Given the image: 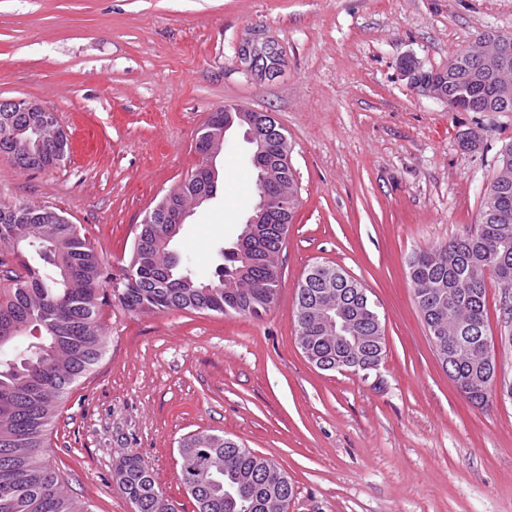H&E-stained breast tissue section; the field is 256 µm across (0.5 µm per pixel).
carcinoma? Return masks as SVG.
Wrapping results in <instances>:
<instances>
[{"mask_svg": "<svg viewBox=\"0 0 512 512\" xmlns=\"http://www.w3.org/2000/svg\"><path fill=\"white\" fill-rule=\"evenodd\" d=\"M470 47L457 52L448 66L429 71L451 109L477 112L512 109V94L490 81L473 82L476 65ZM225 113L213 112L197 137L196 150L224 146ZM258 132L269 137L271 181L288 188L286 206L268 224H246L235 246L224 253L226 265L203 277L189 264L170 260L165 238L179 225L168 223L177 208L198 200L205 172L185 178L179 188L151 210L152 223L142 224L131 257L119 277L104 274L102 261L61 210L20 206L0 200V250L14 257L26 275L7 270L0 289V512H88L68 493L63 477L46 460L47 432L57 403L84 378L104 354L100 322V290L136 313L179 310L209 311L257 317L275 303L279 287V252L298 202L295 179L283 162L288 143L271 137L264 114L251 113ZM67 153L56 123L36 112H0V156L31 170L50 165ZM492 201L482 205L477 224L448 244L420 251L409 259L414 297L430 338L452 344L450 378L470 401L489 396L473 384L487 368L488 312L485 276L512 283V167L493 180ZM334 285L297 289L295 306L299 337L320 370L336 371L345 363L357 370L382 363L385 334L381 319L364 309L358 292L364 286L338 266ZM341 310L348 335H336L321 312ZM183 460L181 481L197 512H287L294 494L288 474L274 461L258 456L222 434L200 432L178 442ZM117 480L139 512H170L161 488L136 455L127 457Z\"/></svg>", "mask_w": 512, "mask_h": 512, "instance_id": "obj_1", "label": "carcinoma"}]
</instances>
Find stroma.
<instances>
[{
  "mask_svg": "<svg viewBox=\"0 0 512 512\" xmlns=\"http://www.w3.org/2000/svg\"><path fill=\"white\" fill-rule=\"evenodd\" d=\"M512 34V0H0V99L50 106L69 155L46 170L0 157V199L54 206L120 275L156 204L200 163L197 130L239 105L275 114L299 206L261 317L101 308L105 353L60 402L48 459L89 512H132L116 466L140 456L173 512H195L178 442L208 430L291 477L288 512H512V395L484 407L443 370L408 259L464 235L512 144V112H465L410 85L402 62L447 67L479 36ZM274 47L272 68L241 56ZM479 143L462 145L470 132ZM229 130L216 196L171 248L221 264L257 199ZM333 262L379 304L378 377L315 368L296 288ZM489 334L512 382V294L487 279Z\"/></svg>",
  "mask_w": 512,
  "mask_h": 512,
  "instance_id": "obj_1",
  "label": "stroma"
}]
</instances>
